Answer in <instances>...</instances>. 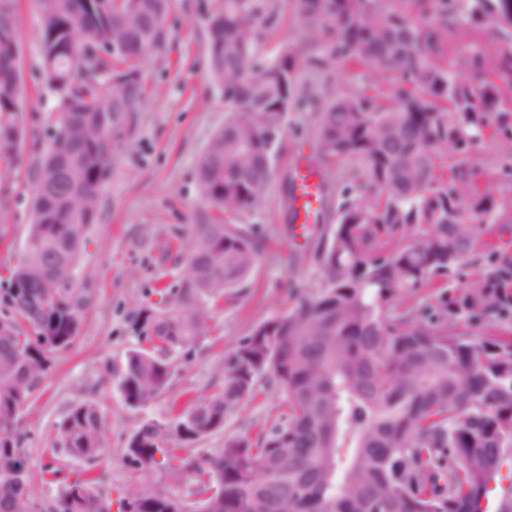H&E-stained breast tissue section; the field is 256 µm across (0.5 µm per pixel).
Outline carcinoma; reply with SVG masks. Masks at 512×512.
Wrapping results in <instances>:
<instances>
[{
  "instance_id": "carcinoma-1",
  "label": "carcinoma",
  "mask_w": 512,
  "mask_h": 512,
  "mask_svg": "<svg viewBox=\"0 0 512 512\" xmlns=\"http://www.w3.org/2000/svg\"><path fill=\"white\" fill-rule=\"evenodd\" d=\"M490 30L498 70L478 81L448 57V22L427 32L378 0H295L327 59L395 72L407 87L391 106L366 92L316 113L317 167L351 165L352 184L324 217L319 290L256 326L224 357L216 391L170 419L144 422L124 457L155 475L119 501L128 512H484L512 464V258L483 240L512 200L465 178L474 148L494 132L512 158V0H438ZM169 0H42L40 51L51 90L72 100L37 170L25 251L0 281V512H35L21 414L76 340L91 298L76 288L82 249L129 114L144 97V64L170 38ZM276 0H215L207 48L228 117L201 154L207 211L195 225L188 276L160 292L134 323L140 348L119 377L126 404L164 394L211 320L224 290L255 267L261 242L243 217L269 194L273 146L298 105V57L261 53ZM19 42L14 10L0 12V173L24 141L14 109ZM489 258L463 287L446 283L477 248ZM445 283L432 289L439 279ZM413 298L399 310L395 302ZM483 320L484 334L461 323ZM288 411L256 441L228 437L194 458V444L224 430L260 379ZM59 454L94 462L105 424L89 401L59 425ZM61 491L52 512H111L91 470L48 464ZM188 483V496L172 488Z\"/></svg>"
}]
</instances>
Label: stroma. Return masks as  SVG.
<instances>
[{
  "mask_svg": "<svg viewBox=\"0 0 512 512\" xmlns=\"http://www.w3.org/2000/svg\"><path fill=\"white\" fill-rule=\"evenodd\" d=\"M212 0H170V41L145 69L149 94L121 145L116 167L105 180L99 214L92 226L77 275L78 288L92 292L74 344L60 353L52 372L37 387L20 423L26 435L28 465L40 471L51 463L60 422L76 402L97 404L107 426L106 451L93 471L100 487L119 500L132 486L151 480L134 475L121 461L131 435L148 420H168L215 390L224 358L253 327L293 307L299 293L316 290L322 270L316 254L329 234L320 224L299 238L286 202L297 154L314 155V115L342 94L377 87L393 102L400 86L392 75L341 61L319 68L306 58L319 54L316 40L296 15L292 0H278V21L265 44L272 54L298 52L296 91L301 101L289 112L273 155L275 179L269 195L244 218L263 248L254 270L237 288L225 291L206 333L192 355L176 364L164 395L142 408L126 405L118 379L128 354L138 347L133 325L154 293L186 275L193 226L206 205L196 180L198 158L224 124L221 88L214 82L207 53L205 17ZM25 115L21 161L0 175V274L22 254L29 224L36 169L51 142L61 110L50 91L40 55L41 0H15ZM504 148L493 136L474 151L468 177L491 185L496 197L512 198V180L503 179ZM286 406L282 392L260 383L254 399L228 421L222 433L195 443L199 456L223 447L228 436L256 439Z\"/></svg>",
  "mask_w": 512,
  "mask_h": 512,
  "instance_id": "stroma-1",
  "label": "stroma"
}]
</instances>
